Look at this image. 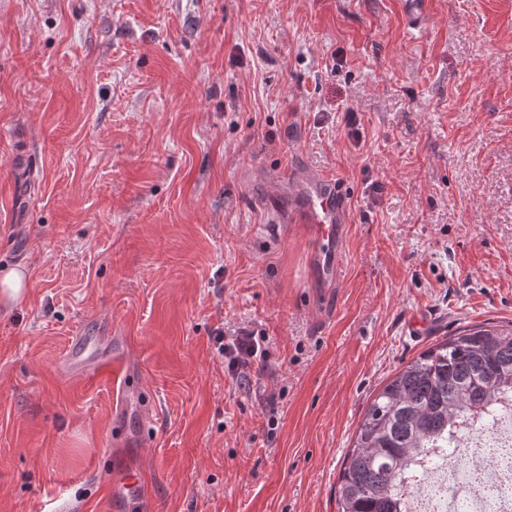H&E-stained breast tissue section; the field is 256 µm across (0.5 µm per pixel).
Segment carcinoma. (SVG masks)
Instances as JSON below:
<instances>
[{
	"mask_svg": "<svg viewBox=\"0 0 512 512\" xmlns=\"http://www.w3.org/2000/svg\"><path fill=\"white\" fill-rule=\"evenodd\" d=\"M512 392V328L464 327L423 351L373 398L344 463L339 512H404L402 478L428 448L457 450V424L491 426Z\"/></svg>",
	"mask_w": 512,
	"mask_h": 512,
	"instance_id": "cac0c4a2",
	"label": "carcinoma"
}]
</instances>
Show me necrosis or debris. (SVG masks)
<instances>
[{
    "label": "necrosis or debris",
    "mask_w": 512,
    "mask_h": 512,
    "mask_svg": "<svg viewBox=\"0 0 512 512\" xmlns=\"http://www.w3.org/2000/svg\"><path fill=\"white\" fill-rule=\"evenodd\" d=\"M456 439L446 466L420 459L409 469L406 512H512V415L489 429L460 425Z\"/></svg>",
    "instance_id": "1"
}]
</instances>
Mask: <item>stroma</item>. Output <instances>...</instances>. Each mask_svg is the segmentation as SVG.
I'll return each mask as SVG.
<instances>
[{"label": "stroma", "mask_w": 512, "mask_h": 512, "mask_svg": "<svg viewBox=\"0 0 512 512\" xmlns=\"http://www.w3.org/2000/svg\"><path fill=\"white\" fill-rule=\"evenodd\" d=\"M0 0V512H104L138 404L59 362L131 344L150 480L111 512H337L373 397L512 324V0ZM351 202L339 287L258 175ZM266 338L245 379L216 331ZM28 281L24 271L18 269L5 270L0 273V305L6 310L21 302L26 296Z\"/></svg>", "instance_id": "obj_1"}]
</instances>
